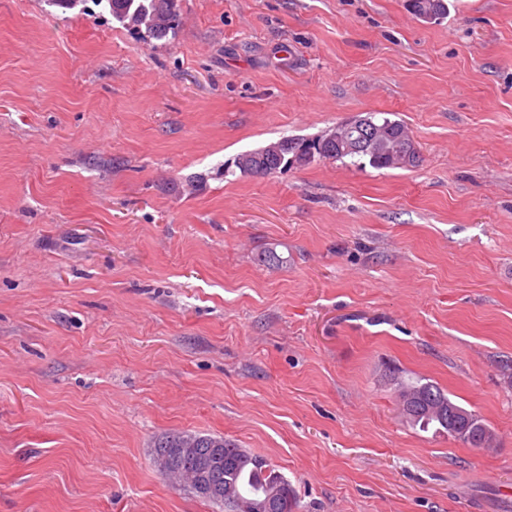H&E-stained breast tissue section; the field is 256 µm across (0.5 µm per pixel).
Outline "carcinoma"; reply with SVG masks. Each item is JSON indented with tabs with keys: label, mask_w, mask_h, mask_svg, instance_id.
Masks as SVG:
<instances>
[{
	"label": "carcinoma",
	"mask_w": 512,
	"mask_h": 512,
	"mask_svg": "<svg viewBox=\"0 0 512 512\" xmlns=\"http://www.w3.org/2000/svg\"><path fill=\"white\" fill-rule=\"evenodd\" d=\"M412 14L425 21L438 20L448 13L445 0H407ZM96 7L105 6L112 18L141 34L144 42L160 40L176 32L180 25L178 0H92ZM366 123L367 136L379 127L380 137L368 146L356 143L349 151L336 146L338 128L316 138H283L275 142L277 148L264 146L258 150L238 155L233 165L224 166V174L239 170L244 175L270 176L289 167L309 165L316 160H350V164L363 168L407 169L420 162L419 150H411V142L404 125L388 117L374 114L360 116ZM399 397L406 400L404 417L412 426L435 427L438 434H448L453 412L473 414L457 404L439 386L415 380L398 382ZM220 449V464L215 470L216 479L233 499L211 500L224 507V512H240L238 503L270 501L271 512H295L298 507L293 487L284 477L261 458L239 447L234 441L221 436L174 432L154 443V453H165L172 469H181L210 458L214 449Z\"/></svg>",
	"instance_id": "cac0c4a2"
}]
</instances>
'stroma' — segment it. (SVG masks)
Wrapping results in <instances>:
<instances>
[{
  "mask_svg": "<svg viewBox=\"0 0 512 512\" xmlns=\"http://www.w3.org/2000/svg\"><path fill=\"white\" fill-rule=\"evenodd\" d=\"M0 0V512H221L161 435L263 457L299 512H512V0ZM388 113L408 169L241 153ZM493 448L408 426L397 379ZM100 7L103 2L112 18L141 34L144 42L160 40L175 34L179 28L178 0H91ZM407 2L412 14L425 21L444 18L448 13V4L445 0H407Z\"/></svg>",
  "mask_w": 512,
  "mask_h": 512,
  "instance_id": "stroma-1",
  "label": "stroma"
}]
</instances>
